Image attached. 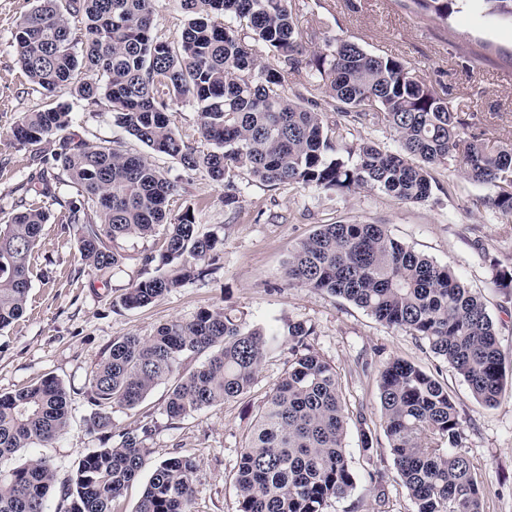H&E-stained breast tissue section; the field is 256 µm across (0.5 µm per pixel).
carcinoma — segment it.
<instances>
[{
	"instance_id": "cac0c4a2",
	"label": "carcinoma",
	"mask_w": 512,
	"mask_h": 512,
	"mask_svg": "<svg viewBox=\"0 0 512 512\" xmlns=\"http://www.w3.org/2000/svg\"><path fill=\"white\" fill-rule=\"evenodd\" d=\"M157 0H37L12 32L32 90L48 95L70 85L76 98L106 103L115 122L155 154L176 159L224 188V206L239 203L240 177L269 187L313 186L353 192L378 189L404 202L432 192V170L459 163L470 182L493 193L481 204L512 217V144L491 145L468 133L470 114L455 109L448 89L420 78L406 62L338 40L312 55L296 30L290 0H179L188 16L173 45L156 31ZM441 21L464 0H412ZM512 20V0H480ZM81 20L76 35L71 19ZM281 60L265 65L259 49ZM305 72L322 90L319 102L284 90L285 70ZM185 97L198 112L199 150L178 136L169 101ZM336 113L328 122L326 113ZM382 118L394 132L391 151L353 127ZM72 106L53 101L26 112L13 128L24 147L53 143L51 156L29 177L25 194L64 209L62 222L78 229L82 264L93 273L120 266L122 243L165 230L162 252L143 256L155 274L128 288L121 302L146 307L186 282L205 277L221 241L198 232L191 207L173 215L180 180L158 170L145 154L110 141L90 144L70 131ZM73 189L65 198L52 184ZM50 214L18 200L0 224V329L24 312L30 261ZM285 277L345 300L376 321L403 329L453 368L486 407L499 403L508 370L483 298L446 265L393 238L383 224H323L288 260ZM314 328L301 322L249 327L222 308L189 321L159 326L150 336L112 340L91 372L88 428L101 446L59 477L45 457L0 470V512H113V503L141 474L149 455L147 427L112 438L115 408H136L169 383L172 419L200 413L246 394L266 354L291 345L293 359L266 394L241 448L233 485L237 512H327L348 495L355 475L346 456L347 404L336 369L305 345ZM207 354L186 370L184 358ZM380 426L396 473L415 512H482L483 489L460 447L463 421L447 385L405 359L379 373ZM70 391L54 376L0 395V459L21 448H46L68 428ZM199 464L190 456L157 464L135 512H192Z\"/></svg>"
}]
</instances>
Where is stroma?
I'll use <instances>...</instances> for the list:
<instances>
[{
	"instance_id": "obj_1",
	"label": "stroma",
	"mask_w": 512,
	"mask_h": 512,
	"mask_svg": "<svg viewBox=\"0 0 512 512\" xmlns=\"http://www.w3.org/2000/svg\"><path fill=\"white\" fill-rule=\"evenodd\" d=\"M35 4L0 0V223L20 196L21 184L38 170L37 151L52 149L48 143L38 149L21 147L12 135L23 113L44 104L32 91L12 41L18 19ZM290 5L309 51L322 50L326 41L336 38L400 58L426 82L448 87L458 109L471 114L472 134L490 143H512V20L484 8H466L442 22L418 13L412 0H291ZM54 98L72 103L73 129L84 140L116 141L125 149L142 151V144L114 122L106 106L74 99L66 86L59 87ZM152 161L183 182L185 192L173 211L193 207L200 233L223 240L219 268L148 307L126 308L121 298L131 284L155 273L142 258L161 253L163 233L127 241L121 269L103 279L84 269L77 230L64 229L61 208L52 206L31 261L25 313L0 330V394L56 376L70 390L72 420L52 446L22 449L0 461L1 470L39 456L51 459L59 474L73 470L100 445L98 434L84 422L88 378L113 339L129 333L147 336L160 324L187 321L200 310L222 307L256 326L278 319L314 325L316 333L307 340L310 351L335 366L349 407L346 454L356 483L346 497L332 501L327 512L415 510L379 426L378 374L395 358L411 361L447 383L464 422L462 446L484 487L483 512H512V386L506 387L495 408H485L466 382L409 332L388 328L347 301L288 285L284 278L289 256L319 225H385L396 240L450 266L484 296L501 349L512 360V289L498 288L492 281L493 267L512 268V218L482 206L491 186L465 180L458 166H441L432 172L435 184L426 201L403 203L378 190L341 193L301 185L273 189L246 178L240 203L230 210L221 201L223 189L204 174L185 171L164 155H153ZM291 358L288 347H281L265 358L248 393L182 419L168 417V387L158 385L137 408L114 410L112 432L148 426L149 464L183 455L197 460L193 512H236L232 478L241 448L266 393ZM362 416L372 432L371 455L362 449ZM376 468L388 476L384 505L368 478Z\"/></svg>"
}]
</instances>
